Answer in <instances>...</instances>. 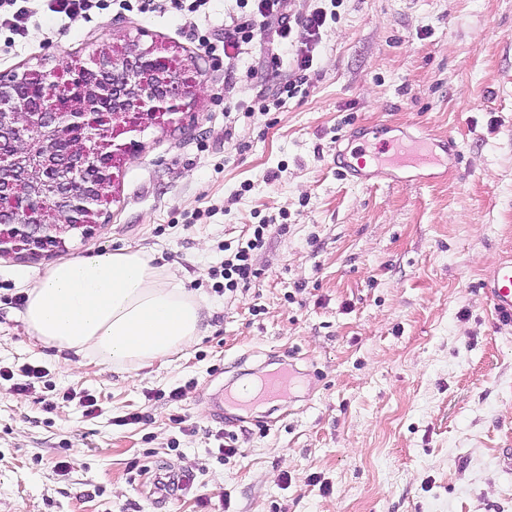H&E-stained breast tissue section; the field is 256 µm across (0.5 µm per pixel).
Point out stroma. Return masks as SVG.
Returning a JSON list of instances; mask_svg holds the SVG:
<instances>
[{
	"label": "stroma",
	"instance_id": "obj_1",
	"mask_svg": "<svg viewBox=\"0 0 512 512\" xmlns=\"http://www.w3.org/2000/svg\"><path fill=\"white\" fill-rule=\"evenodd\" d=\"M28 7L23 34L0 26V74L132 43L194 60L191 109L115 133L127 151L109 221L66 255L140 250L209 307L166 361L68 371L29 337L20 301L61 256H0V367L14 373L0 379V512H200L202 497L230 512H512V321L483 290L512 256V0H336L317 41L298 26L283 49L269 31L233 63L201 38H223L236 0L197 15L105 0L54 22ZM309 42L306 83L260 112ZM379 123L450 137L456 154L424 182L408 168L344 179L336 149ZM262 223L260 277L219 289L225 246ZM29 365L44 376L22 393ZM279 367L301 378L285 400L234 427L213 419L219 390ZM225 437L239 450L227 463ZM157 472L194 482L159 504L144 487Z\"/></svg>",
	"mask_w": 512,
	"mask_h": 512
}]
</instances>
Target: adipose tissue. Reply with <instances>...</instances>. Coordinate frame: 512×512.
Instances as JSON below:
<instances>
[{"instance_id": "1", "label": "adipose tissue", "mask_w": 512, "mask_h": 512, "mask_svg": "<svg viewBox=\"0 0 512 512\" xmlns=\"http://www.w3.org/2000/svg\"><path fill=\"white\" fill-rule=\"evenodd\" d=\"M206 307L146 254L122 248L47 266L22 318L42 346L135 370L190 346Z\"/></svg>"}]
</instances>
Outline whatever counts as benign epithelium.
<instances>
[{
	"label": "benign epithelium",
	"instance_id": "benign-epithelium-1",
	"mask_svg": "<svg viewBox=\"0 0 512 512\" xmlns=\"http://www.w3.org/2000/svg\"><path fill=\"white\" fill-rule=\"evenodd\" d=\"M101 72L98 82L83 87L67 105L49 112L36 108L19 93L31 81L28 74L0 77V148L14 151L16 163L0 172V223L17 235L46 240L67 234V205L85 194H103L109 184H91L85 171L99 154L92 146H110L112 130L143 131L166 114L190 108L192 92L184 72L187 64L153 56V49L133 43L115 55L101 49L92 59ZM102 102L111 105L112 124L92 127L89 112ZM19 186L27 188L26 206L36 220L16 219L17 209L1 201L13 198Z\"/></svg>",
	"mask_w": 512,
	"mask_h": 512
}]
</instances>
